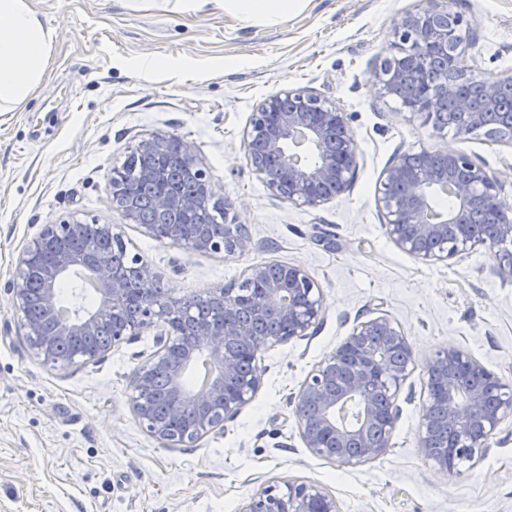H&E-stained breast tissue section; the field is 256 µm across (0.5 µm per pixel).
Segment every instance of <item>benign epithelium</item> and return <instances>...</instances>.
<instances>
[{"instance_id":"1","label":"benign epithelium","mask_w":512,"mask_h":512,"mask_svg":"<svg viewBox=\"0 0 512 512\" xmlns=\"http://www.w3.org/2000/svg\"><path fill=\"white\" fill-rule=\"evenodd\" d=\"M471 20L448 8L447 2L422 0L405 12L392 30L394 56L376 79L382 90L399 97L414 118L433 122L434 112L417 100L416 88L403 85L416 78L426 59L424 46L443 52L444 66L466 64L475 47L459 38ZM443 93L454 99L460 117L458 133L470 135L483 128L485 113L512 94V86L484 81L480 106L457 92L445 76L437 77ZM247 163L271 194L295 207L317 208L350 190L356 168L355 141L347 113L338 102L303 89L284 88L260 102L244 132ZM137 150L149 156L178 155L188 159L184 177L199 185V193H164L155 205L188 218L198 216L214 196L211 180L188 146L179 138L151 135ZM452 185L454 206L441 222L429 221L434 188ZM498 176L455 151L404 152L383 172L377 203L387 219V232L402 251L425 262H442L487 247L500 274L512 280V206L502 197ZM484 211L497 225V236L480 240L464 223L470 213ZM223 237L199 232L183 236L182 225L171 224L165 240L202 253L244 254L252 241L238 224L236 206L224 201ZM81 221L62 220L43 225L22 250L9 292L23 314L25 336L35 354L56 366L95 363L110 346L91 347L68 354L62 344L75 337L112 330V345L164 323L174 332L177 323L193 321L194 307L185 298L153 300L155 271L137 255L116 261L93 248L71 250L64 241ZM82 268L100 283L94 309L69 324L47 327L28 315L30 283L39 278L42 303L53 309L60 300L57 285L71 269ZM247 279L261 285L246 304L237 287L229 285L199 297L220 308L224 326L195 324L190 336H171L132 377V410L147 432L170 448L191 447L202 437L224 429L258 392L262 370L252 360L249 373L238 374L241 350L253 356L275 344L309 335L324 314L321 290L307 270L297 264L269 262L248 269ZM205 354L216 365L209 391L190 392L184 386L183 365L194 354ZM414 367V354L404 331L385 316L355 325L349 335L322 360L293 398L302 441L319 457L341 464L370 461L390 447L399 410L395 399ZM167 379L166 415L156 413L147 399L153 377ZM428 403L417 447L442 475L454 472L456 461L475 462L501 422L512 416V388L462 349L437 351L427 365ZM239 512H339L336 498L320 486L300 480L269 484L242 503Z\"/></svg>"}]
</instances>
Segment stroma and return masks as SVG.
I'll return each mask as SVG.
<instances>
[{
	"mask_svg": "<svg viewBox=\"0 0 512 512\" xmlns=\"http://www.w3.org/2000/svg\"><path fill=\"white\" fill-rule=\"evenodd\" d=\"M29 2L53 41L40 85L0 112V512H238L284 479L320 485L340 512H512V417L459 474H438L417 448L426 365L439 349L459 347L512 385V282L490 252L418 260L391 241L376 202L395 157L433 149L504 176L512 204V144L422 124L375 83L397 17L418 0H308L276 26L243 23L217 0L195 10L182 0ZM450 7L472 21L463 36L476 43L477 67L512 76V0ZM151 56L169 67L147 79L139 64ZM286 87L338 101L353 131L351 188L318 208L277 199L247 163L251 113ZM154 133L183 140L216 198L236 203L249 252L162 243L115 208L113 168ZM68 217L111 225L175 298L240 282L271 260L302 265L322 290L324 318L259 353L262 385L223 430L167 447L130 402L132 375L158 349L154 330L68 368L36 356L24 336L8 292L18 256L42 225ZM378 316L401 326L415 356L391 446L354 465L315 456L290 399L356 323Z\"/></svg>",
	"mask_w": 512,
	"mask_h": 512,
	"instance_id": "obj_1",
	"label": "stroma"
}]
</instances>
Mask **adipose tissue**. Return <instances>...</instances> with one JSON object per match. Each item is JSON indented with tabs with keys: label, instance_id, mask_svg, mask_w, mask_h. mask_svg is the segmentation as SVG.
I'll return each instance as SVG.
<instances>
[{
	"label": "adipose tissue",
	"instance_id": "adipose-tissue-1",
	"mask_svg": "<svg viewBox=\"0 0 512 512\" xmlns=\"http://www.w3.org/2000/svg\"><path fill=\"white\" fill-rule=\"evenodd\" d=\"M306 0H224L225 11L245 22L277 25ZM52 32L28 0H0V112H13L41 82Z\"/></svg>",
	"mask_w": 512,
	"mask_h": 512
}]
</instances>
